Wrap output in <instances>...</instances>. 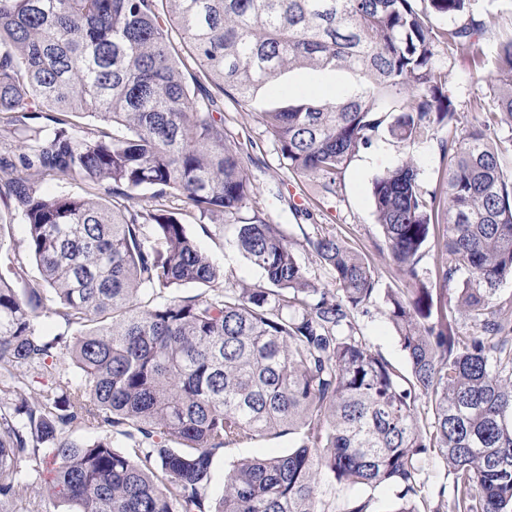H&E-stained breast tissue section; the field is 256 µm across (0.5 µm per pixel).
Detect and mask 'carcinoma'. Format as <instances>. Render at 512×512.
I'll return each mask as SVG.
<instances>
[{"instance_id": "carcinoma-1", "label": "carcinoma", "mask_w": 512, "mask_h": 512, "mask_svg": "<svg viewBox=\"0 0 512 512\" xmlns=\"http://www.w3.org/2000/svg\"><path fill=\"white\" fill-rule=\"evenodd\" d=\"M473 2L0 0V115L17 131L0 152V197L40 272L21 292L23 260L0 273V508L28 512L41 489L75 512H368V498L338 511L327 492L386 486L392 512H512V299L497 296L512 278V135L500 134L512 127V37L484 76L494 105L474 104L478 125L462 124L436 63L440 47L485 56ZM432 14L463 22L435 28ZM183 55L198 65L190 79ZM297 67L364 78L333 101L262 113L288 172L322 177L327 194L380 129L405 148L448 129L439 188H423L408 153L372 180L378 250L408 285L385 299L406 374L359 324L377 292L368 260L306 234L336 288L312 276L257 206L217 107V95L245 102ZM84 113L105 126L74 129L68 115ZM33 172L105 185L112 201L42 194ZM145 188L185 197L206 233L218 216L231 222L262 280L227 278L174 212L141 203ZM441 213L442 278L467 275L451 299L420 271ZM188 285L206 293L174 294ZM48 297L62 324L52 337L35 328ZM63 350L76 381L60 376ZM28 375L43 379L32 404ZM84 427L100 435L72 438ZM285 434L299 445L232 462L212 507L214 460ZM430 452L451 476L434 505Z\"/></svg>"}]
</instances>
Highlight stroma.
<instances>
[{"label":"stroma","instance_id":"1","mask_svg":"<svg viewBox=\"0 0 512 512\" xmlns=\"http://www.w3.org/2000/svg\"><path fill=\"white\" fill-rule=\"evenodd\" d=\"M475 10L489 25L480 36L478 44L484 50H492L502 38L512 35V0H476ZM439 60L448 74V88L457 112L463 121L472 123L480 115L473 109L475 100H490L486 83L477 81L476 65L470 53L453 54L440 52ZM358 75L339 71L323 76L308 69H292L283 72L276 80L275 88L258 90L251 106L237 107L230 100H222L224 122L238 134L244 147L239 154L241 165L255 180L259 188L258 201L274 223L284 225L295 241H302L304 234L323 230L346 241L368 259L375 270L378 291L368 315L361 317L360 325L368 343L400 369H407L408 362L398 342L397 333L385 314V296L388 291L403 288L404 282L393 266L379 253L377 246L382 240L376 222L371 187L372 180L387 167L393 166L404 151H411L421 172L422 185L434 190L446 167L438 149V140L446 139L447 130H439L436 138L415 143L410 149L380 130L372 145L362 150L342 176L335 194H325L317 178L299 180L288 173L277 147L265 131L260 113L262 110L283 106L290 96L314 93L322 96L346 94L356 89ZM147 205H159L178 213L199 246L211 254L232 274L235 281L255 283L261 279L260 269L248 261L232 245L234 228L225 225L223 238L204 234L196 224L190 207L180 199L165 197L154 199L151 190L140 193ZM307 207L308 217L294 215L295 206ZM296 443L294 436L267 437L250 445L232 448L214 462L212 480L208 488L211 502H218L224 492V470L237 459L288 452Z\"/></svg>","mask_w":512,"mask_h":512}]
</instances>
